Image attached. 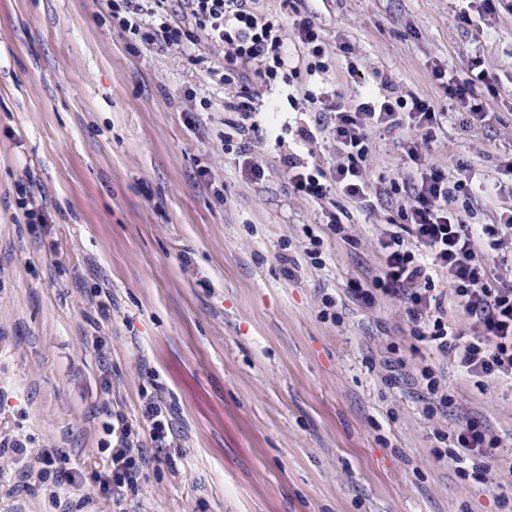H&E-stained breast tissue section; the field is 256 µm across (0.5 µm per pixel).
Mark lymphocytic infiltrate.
I'll return each mask as SVG.
<instances>
[{"label":"lymphocytic infiltrate","instance_id":"f902f5d3","mask_svg":"<svg viewBox=\"0 0 512 512\" xmlns=\"http://www.w3.org/2000/svg\"><path fill=\"white\" fill-rule=\"evenodd\" d=\"M261 0H180L182 20L159 12L154 22L142 23L140 0H121L113 10L118 27L133 35L150 50L163 51L200 30L224 50V67L244 77L257 67L265 83L275 82L289 61L288 45L297 43L310 59L309 70L324 69L331 53L329 43L313 16L304 14L293 25L260 9ZM379 93H366L353 104L337 94H321L318 115L324 116L325 131L340 156L329 169L304 165L297 154L284 160L288 179L296 194L322 199L337 191L361 205L369 203L370 186L363 164L370 151L371 134L405 126L427 128L437 122L429 99L403 97L389 92L383 75H375ZM408 155L414 165V181L408 205L401 209V223L389 225L376 242L378 273L370 288L355 290L358 299L376 290L397 299L422 338L452 355L457 366L469 375L488 380L512 379V284L496 283L489 252L496 235L512 234V210L503 211L496 224L475 232L456 207L461 182H449L446 174L430 164L417 148ZM467 315L468 330L456 329L449 318L451 308ZM111 443V461L102 471L63 469L65 455L58 448H42L31 456L28 477L41 487L90 482L113 502H121L147 465L138 433L122 416L105 425ZM449 455L460 475L485 480L486 462L498 445L496 437L478 421L465 419L451 431Z\"/></svg>","mask_w":512,"mask_h":512}]
</instances>
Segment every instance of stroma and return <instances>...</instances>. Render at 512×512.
<instances>
[{"mask_svg": "<svg viewBox=\"0 0 512 512\" xmlns=\"http://www.w3.org/2000/svg\"><path fill=\"white\" fill-rule=\"evenodd\" d=\"M112 0H0V433L63 449L68 469L104 466L111 414L151 447L146 408L160 398L177 446L113 504L93 484L64 485L70 512H512V379L460 370L412 331L381 293L354 298L378 268L375 242L409 201V142L447 175L465 164L467 222L498 221L500 169L512 157V0L466 25V0H266L314 16L351 54L288 82L253 77L245 170L224 134L235 93L208 74L221 48L203 33L167 52L129 41ZM430 99V136L376 132L369 182L396 194L364 207L295 194L282 163L338 155L309 94L356 98L348 66ZM498 81L485 121L467 124L435 69ZM44 220L27 223L20 198ZM338 214L333 231L328 214ZM323 240L320 263L305 251ZM337 304L325 308L324 297ZM402 362L393 371L386 360ZM431 367L452 401L427 410L413 368ZM500 445L486 481L461 477L439 434L459 418ZM25 461L0 474V512H55Z\"/></svg>", "mask_w": 512, "mask_h": 512, "instance_id": "obj_1", "label": "stroma"}]
</instances>
